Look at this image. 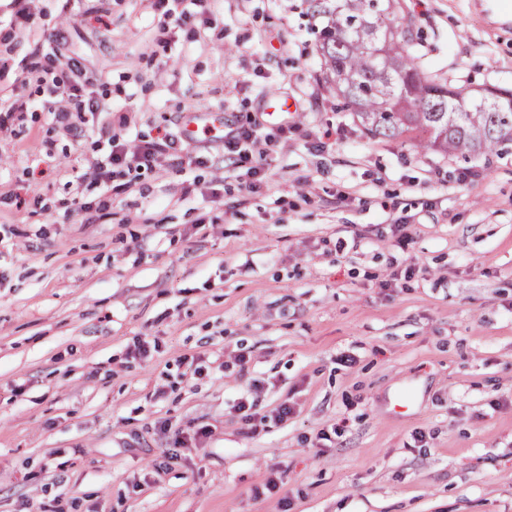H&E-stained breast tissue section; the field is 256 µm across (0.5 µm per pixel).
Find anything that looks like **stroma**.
Returning a JSON list of instances; mask_svg holds the SVG:
<instances>
[{
  "label": "stroma",
  "instance_id": "1",
  "mask_svg": "<svg viewBox=\"0 0 512 512\" xmlns=\"http://www.w3.org/2000/svg\"><path fill=\"white\" fill-rule=\"evenodd\" d=\"M475 2L399 12L423 70L510 89L512 30ZM311 4L208 0L163 35L190 0H37L30 24L0 0V512H512V151L367 137ZM36 49L105 112L55 116ZM278 100L259 183L180 138L186 113ZM113 105L130 144L176 145L75 182L109 164Z\"/></svg>",
  "mask_w": 512,
  "mask_h": 512
}]
</instances>
